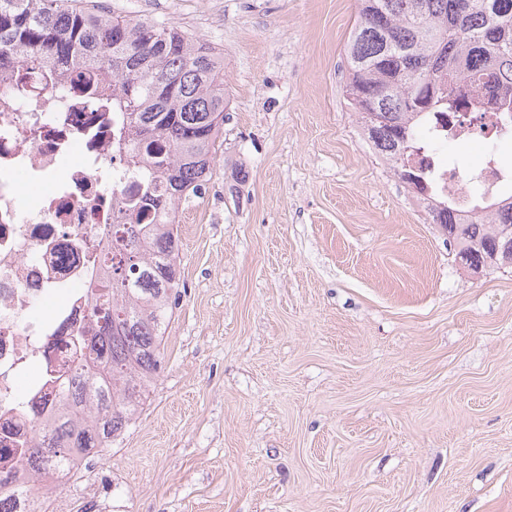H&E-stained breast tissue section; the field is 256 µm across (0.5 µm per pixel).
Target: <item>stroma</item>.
<instances>
[{"label": "stroma", "instance_id": "stroma-1", "mask_svg": "<svg viewBox=\"0 0 512 512\" xmlns=\"http://www.w3.org/2000/svg\"><path fill=\"white\" fill-rule=\"evenodd\" d=\"M224 55L142 413L50 512H512V268L473 274L346 104L355 0H100Z\"/></svg>", "mask_w": 512, "mask_h": 512}]
</instances>
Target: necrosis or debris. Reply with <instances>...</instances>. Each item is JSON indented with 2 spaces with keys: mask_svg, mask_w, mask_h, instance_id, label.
Instances as JSON below:
<instances>
[{
  "mask_svg": "<svg viewBox=\"0 0 512 512\" xmlns=\"http://www.w3.org/2000/svg\"><path fill=\"white\" fill-rule=\"evenodd\" d=\"M489 108L431 115L426 160L441 192L457 195L458 214L469 220L474 191L502 195L512 168L496 154L505 133ZM118 112L71 91L27 79L0 80V463L18 465L16 449L54 417L65 379L83 352L90 304L104 270L98 253L125 199L137 194L125 152L113 144ZM477 140L486 151L478 166L441 159L452 141ZM42 185L23 199L16 173ZM64 296L58 312L44 313ZM41 372L27 396L16 378L30 363ZM43 398L39 415L31 402Z\"/></svg>",
  "mask_w": 512,
  "mask_h": 512,
  "instance_id": "necrosis-or-debris-1",
  "label": "necrosis or debris"
}]
</instances>
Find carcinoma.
Wrapping results in <instances>:
<instances>
[{"label": "carcinoma", "mask_w": 512, "mask_h": 512, "mask_svg": "<svg viewBox=\"0 0 512 512\" xmlns=\"http://www.w3.org/2000/svg\"><path fill=\"white\" fill-rule=\"evenodd\" d=\"M343 93L376 153L419 192L433 189L415 130L431 112L483 98L512 126V0H357ZM26 66L45 82L128 113V164L142 173L100 251L107 277L91 303L95 332L69 377L58 417L20 450L27 478L0 467V512L35 487L51 493L75 459L112 445L142 410L163 368L180 287L181 201L208 181L224 129V60L192 33L108 11L96 0H0V78ZM462 224L455 202L429 208L474 274L512 267V205L477 199Z\"/></svg>", "instance_id": "cac0c4a2"}]
</instances>
